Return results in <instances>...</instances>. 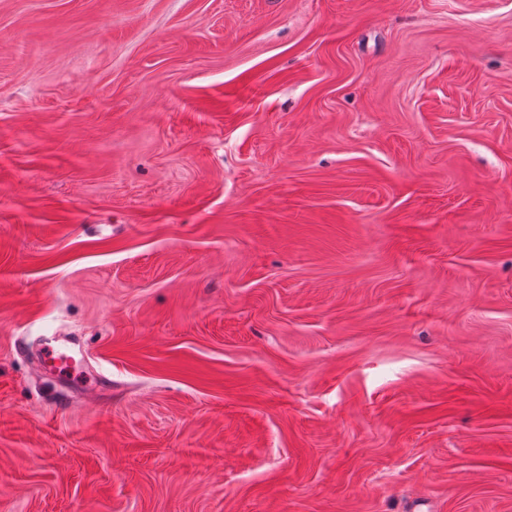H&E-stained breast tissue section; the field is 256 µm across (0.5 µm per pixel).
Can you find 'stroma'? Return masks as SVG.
I'll use <instances>...</instances> for the list:
<instances>
[{
  "mask_svg": "<svg viewBox=\"0 0 512 512\" xmlns=\"http://www.w3.org/2000/svg\"><path fill=\"white\" fill-rule=\"evenodd\" d=\"M0 512H512V0H0ZM43 342L42 359L45 364L51 365L56 369H58L62 363L63 355L59 353L61 349L68 348L72 353L78 354L76 350L68 346L59 336H47Z\"/></svg>",
  "mask_w": 512,
  "mask_h": 512,
  "instance_id": "1",
  "label": "stroma"
}]
</instances>
